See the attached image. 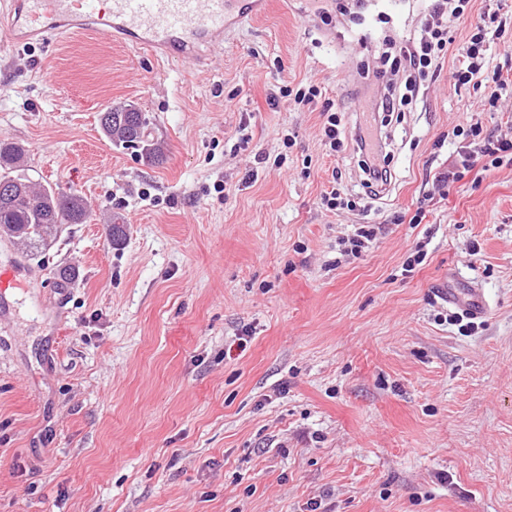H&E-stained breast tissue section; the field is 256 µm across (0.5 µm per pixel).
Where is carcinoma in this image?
Masks as SVG:
<instances>
[{
    "instance_id": "1",
    "label": "carcinoma",
    "mask_w": 512,
    "mask_h": 512,
    "mask_svg": "<svg viewBox=\"0 0 512 512\" xmlns=\"http://www.w3.org/2000/svg\"><path fill=\"white\" fill-rule=\"evenodd\" d=\"M150 119L133 103L111 105L100 115L104 137L115 145L135 150L149 165L164 160L161 143L148 132ZM26 150L0 140V184L14 187L0 195V237L20 241L34 252L48 245L64 224H86L93 212L76 192L44 187L25 174Z\"/></svg>"
}]
</instances>
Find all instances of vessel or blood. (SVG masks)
Here are the masks:
<instances>
[{
    "mask_svg": "<svg viewBox=\"0 0 512 512\" xmlns=\"http://www.w3.org/2000/svg\"><path fill=\"white\" fill-rule=\"evenodd\" d=\"M268 7V0H0V44H40L52 34L95 30L170 60L198 61L226 29ZM448 302L473 318L488 312L477 288L449 289Z\"/></svg>",
    "mask_w": 512,
    "mask_h": 512,
    "instance_id": "b4317fda",
    "label": "vessel or blood"
}]
</instances>
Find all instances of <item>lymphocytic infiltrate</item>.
<instances>
[{
  "label": "lymphocytic infiltrate",
  "instance_id": "f902f5d3",
  "mask_svg": "<svg viewBox=\"0 0 512 512\" xmlns=\"http://www.w3.org/2000/svg\"><path fill=\"white\" fill-rule=\"evenodd\" d=\"M423 36L413 40L385 39L370 47L371 65L363 66L356 90L363 98V119L347 129L343 114L325 106L322 114L323 141L330 153L342 152L346 141H353L361 161V186L365 195L378 196L391 182L388 155L378 132V116L385 112L405 111L416 101L421 86L434 78L439 62L454 53L456 64L452 78L456 85L471 86L480 94L482 106L496 111L512 86L499 69L490 67L489 56L500 44L505 25L500 7L474 12L472 0H430ZM464 28L463 40H455L453 31ZM456 158L448 168L435 175L438 186L460 180L472 170L475 156L487 158L490 166L512 156V138L484 133L481 125L456 126Z\"/></svg>",
  "mask_w": 512,
  "mask_h": 512
}]
</instances>
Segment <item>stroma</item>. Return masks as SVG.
<instances>
[{
    "mask_svg": "<svg viewBox=\"0 0 512 512\" xmlns=\"http://www.w3.org/2000/svg\"><path fill=\"white\" fill-rule=\"evenodd\" d=\"M347 3L326 24L314 0H271L203 70L89 31L0 49V140L126 224L118 245L101 218L65 225L35 255L0 239V512H512V160L434 183L453 127L512 136V102L483 110L446 55L391 116L390 187L326 210L333 171L359 181L320 133L326 101L358 108ZM426 7L365 15L407 36ZM302 81L326 98L270 105ZM119 101L148 115L162 164L104 138ZM470 283L489 313L464 330L447 295ZM380 229V225L377 226V224H360L350 238L342 241V245L345 246L347 252L350 251L358 255L362 249L367 247L366 244L375 240Z\"/></svg>",
    "mask_w": 512,
    "mask_h": 512,
    "instance_id": "stroma-1",
    "label": "stroma"
}]
</instances>
